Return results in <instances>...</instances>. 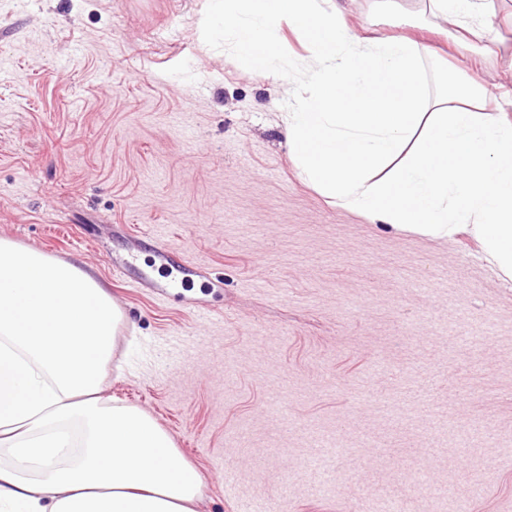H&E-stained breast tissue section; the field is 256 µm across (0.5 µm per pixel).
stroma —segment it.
Listing matches in <instances>:
<instances>
[{
    "label": "stroma",
    "mask_w": 512,
    "mask_h": 512,
    "mask_svg": "<svg viewBox=\"0 0 512 512\" xmlns=\"http://www.w3.org/2000/svg\"><path fill=\"white\" fill-rule=\"evenodd\" d=\"M205 0H0V238L88 270L123 312L107 392L202 476L198 512H367L429 462L409 512H512V282L445 241L349 212L294 166L280 114L304 86L248 69ZM359 34L407 35L384 0ZM485 110L512 68L479 48ZM440 376L445 423L403 399ZM380 399L357 401L363 385ZM287 419L269 414L275 395ZM354 459L324 495L320 439ZM346 455L345 448H341L337 443L336 445H323L314 451L313 460L308 464L310 468L308 477L314 492H319L320 483L329 473L334 476L336 461L345 459Z\"/></svg>",
    "instance_id": "35a3bbf8"
}]
</instances>
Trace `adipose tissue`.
I'll return each instance as SVG.
<instances>
[{"label":"adipose tissue","instance_id":"ef3b65f1","mask_svg":"<svg viewBox=\"0 0 512 512\" xmlns=\"http://www.w3.org/2000/svg\"><path fill=\"white\" fill-rule=\"evenodd\" d=\"M456 45L502 36L472 0H421ZM252 69L310 86L284 113L305 179L345 209L448 240L469 227L512 279V123L491 122L476 79L428 96L411 37L362 36L338 0H213ZM307 54L283 55V24ZM123 314L78 266L0 239V512H197L201 477L145 411L104 393Z\"/></svg>","mask_w":512,"mask_h":512}]
</instances>
